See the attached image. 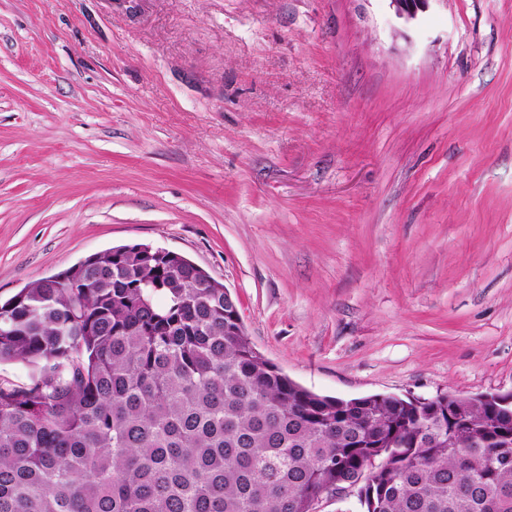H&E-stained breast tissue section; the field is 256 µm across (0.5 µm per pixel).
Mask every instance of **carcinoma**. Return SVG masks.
Wrapping results in <instances>:
<instances>
[{
    "mask_svg": "<svg viewBox=\"0 0 512 512\" xmlns=\"http://www.w3.org/2000/svg\"><path fill=\"white\" fill-rule=\"evenodd\" d=\"M2 361L36 372L0 377V512H309L336 486L363 512H512V407L316 394L146 244L0 302Z\"/></svg>",
    "mask_w": 512,
    "mask_h": 512,
    "instance_id": "1",
    "label": "carcinoma"
}]
</instances>
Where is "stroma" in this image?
Here are the masks:
<instances>
[{
	"label": "stroma",
	"mask_w": 512,
	"mask_h": 512,
	"mask_svg": "<svg viewBox=\"0 0 512 512\" xmlns=\"http://www.w3.org/2000/svg\"><path fill=\"white\" fill-rule=\"evenodd\" d=\"M182 254L320 395L512 390V0H0V300ZM395 18L403 25L413 23L426 12L432 0H388Z\"/></svg>",
	"instance_id": "1"
}]
</instances>
